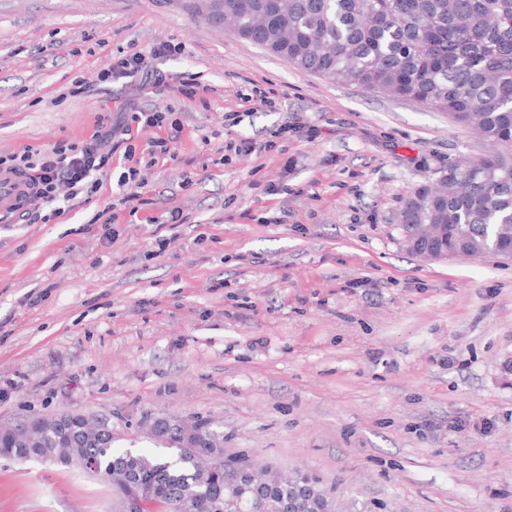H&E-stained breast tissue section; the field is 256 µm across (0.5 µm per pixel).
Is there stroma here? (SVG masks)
Returning <instances> with one entry per match:
<instances>
[{
	"mask_svg": "<svg viewBox=\"0 0 512 512\" xmlns=\"http://www.w3.org/2000/svg\"><path fill=\"white\" fill-rule=\"evenodd\" d=\"M198 3L0 0V156L90 138L130 103L182 125L137 217L94 220L118 153L87 206L0 223V421L106 411L117 448L150 453L139 420L200 417L227 455L315 474L339 512H512V258L427 262L398 227L410 192L494 144L300 70ZM162 41L180 47L151 63L163 95L100 81ZM254 84L275 107L230 124ZM285 122L287 154L218 164ZM111 510L82 470L0 456V512Z\"/></svg>",
	"mask_w": 512,
	"mask_h": 512,
	"instance_id": "35a3bbf8",
	"label": "stroma"
}]
</instances>
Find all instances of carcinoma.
I'll return each instance as SVG.
<instances>
[{
	"mask_svg": "<svg viewBox=\"0 0 512 512\" xmlns=\"http://www.w3.org/2000/svg\"><path fill=\"white\" fill-rule=\"evenodd\" d=\"M211 20L299 69L456 118L503 148L453 163L448 185L406 200L399 229L448 225V249L512 253V0H223ZM203 435L173 430L158 452L114 449L112 418L48 414L39 437L0 432V456L79 448L106 474L129 471L161 504L193 512H334L320 480L295 472L261 481L241 458H224V431L193 420Z\"/></svg>",
	"mask_w": 512,
	"mask_h": 512,
	"instance_id": "carcinoma-1",
	"label": "carcinoma"
}]
</instances>
